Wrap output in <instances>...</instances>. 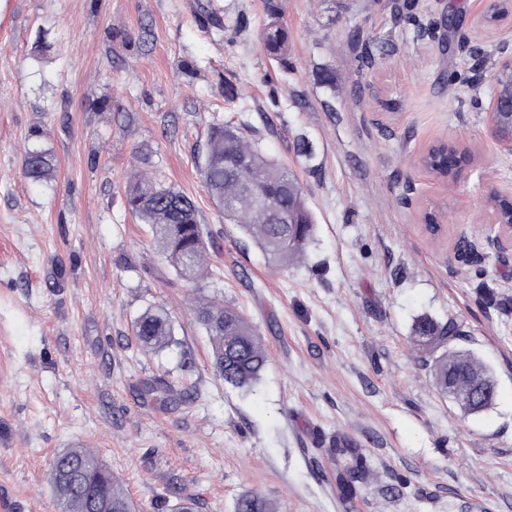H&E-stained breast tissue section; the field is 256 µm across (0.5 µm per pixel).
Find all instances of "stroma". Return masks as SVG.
Instances as JSON below:
<instances>
[{
    "instance_id": "1",
    "label": "stroma",
    "mask_w": 512,
    "mask_h": 512,
    "mask_svg": "<svg viewBox=\"0 0 512 512\" xmlns=\"http://www.w3.org/2000/svg\"><path fill=\"white\" fill-rule=\"evenodd\" d=\"M0 34V495L58 512L55 453L84 444L136 512H512V248L486 197L512 201V155L484 112L512 9L486 0H279L285 60L262 48L266 0H15ZM244 128L297 177L315 224L302 261L268 259L199 176L210 125ZM311 156L296 155L297 139ZM474 155L451 192L417 164L434 140ZM51 180L21 171L32 144ZM141 170L189 195L210 239L192 287L126 201ZM475 242L462 261L458 239ZM221 301L268 353L253 391L225 385L196 320ZM167 310L177 347L132 325ZM457 321L496 397L467 414L434 385L418 319ZM154 384L193 390L168 404ZM374 474L345 501L331 439Z\"/></svg>"
}]
</instances>
